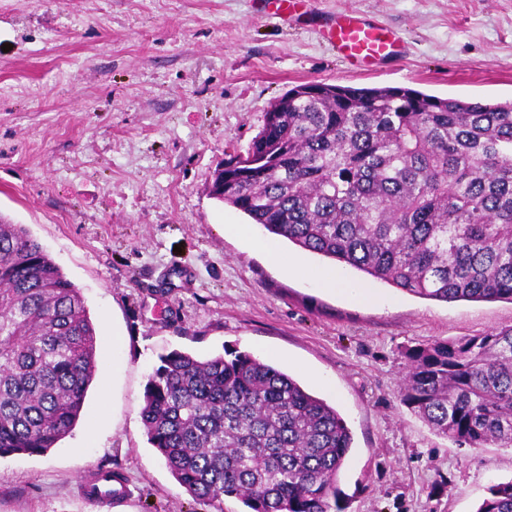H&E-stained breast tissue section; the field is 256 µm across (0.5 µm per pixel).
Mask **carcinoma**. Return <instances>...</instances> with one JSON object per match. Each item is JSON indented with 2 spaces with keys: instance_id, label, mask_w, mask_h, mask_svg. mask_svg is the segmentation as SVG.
Listing matches in <instances>:
<instances>
[{
  "instance_id": "1",
  "label": "carcinoma",
  "mask_w": 512,
  "mask_h": 512,
  "mask_svg": "<svg viewBox=\"0 0 512 512\" xmlns=\"http://www.w3.org/2000/svg\"><path fill=\"white\" fill-rule=\"evenodd\" d=\"M212 195L267 232L424 299L512 301V100L303 83L265 112ZM84 298L0 219V458L76 425L97 371ZM401 400L460 446L512 447V325L405 352ZM148 443L196 501L331 512L351 448L336 408L273 363L173 350L144 391ZM476 512H512V480Z\"/></svg>"
}]
</instances>
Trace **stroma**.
Returning a JSON list of instances; mask_svg holds the SVG:
<instances>
[{"mask_svg":"<svg viewBox=\"0 0 512 512\" xmlns=\"http://www.w3.org/2000/svg\"><path fill=\"white\" fill-rule=\"evenodd\" d=\"M342 12L395 30L404 56L352 70L321 34ZM313 82L511 100L512 0H312L297 28L256 0H0V217L80 289L98 355L73 432L0 459V512H97L82 487L102 471L126 488L115 512H246L193 500L147 441L145 386L174 349L251 353L335 406L353 436L341 512H476L512 479V448L458 446L399 396L406 349L511 325L512 301L423 299L354 269L378 298L349 300L268 266L249 242L264 230L211 195L270 104Z\"/></svg>","mask_w":512,"mask_h":512,"instance_id":"35a3bbf8","label":"stroma"}]
</instances>
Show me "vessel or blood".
Masks as SVG:
<instances>
[{
	"instance_id": "1",
	"label": "vessel or blood",
	"mask_w": 512,
	"mask_h": 512,
	"mask_svg": "<svg viewBox=\"0 0 512 512\" xmlns=\"http://www.w3.org/2000/svg\"><path fill=\"white\" fill-rule=\"evenodd\" d=\"M258 4L272 17L287 20L309 7L311 0H258ZM322 35L337 55L357 70H367L379 61L399 57L404 49L402 39L395 32L347 13L331 17ZM116 495L111 479L105 477L96 488L88 490L87 499L106 512Z\"/></svg>"
}]
</instances>
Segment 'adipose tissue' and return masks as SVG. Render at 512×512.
I'll list each match as a JSON object with an SVG mask.
<instances>
[{
	"label": "adipose tissue",
	"instance_id": "1",
	"mask_svg": "<svg viewBox=\"0 0 512 512\" xmlns=\"http://www.w3.org/2000/svg\"><path fill=\"white\" fill-rule=\"evenodd\" d=\"M258 249L268 264L287 273H294L313 281L320 288L334 293H340L353 301H369L374 299V289L349 283L343 277L339 268H312L298 263L288 257L277 240L269 239L258 242Z\"/></svg>",
	"mask_w": 512,
	"mask_h": 512
}]
</instances>
